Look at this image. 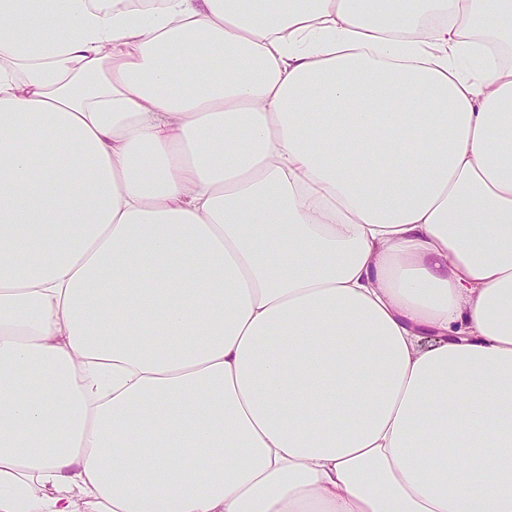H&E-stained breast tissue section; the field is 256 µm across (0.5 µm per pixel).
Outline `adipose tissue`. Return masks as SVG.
<instances>
[{"instance_id": "ef3b65f1", "label": "adipose tissue", "mask_w": 512, "mask_h": 512, "mask_svg": "<svg viewBox=\"0 0 512 512\" xmlns=\"http://www.w3.org/2000/svg\"><path fill=\"white\" fill-rule=\"evenodd\" d=\"M512 0H0V512H512Z\"/></svg>"}]
</instances>
